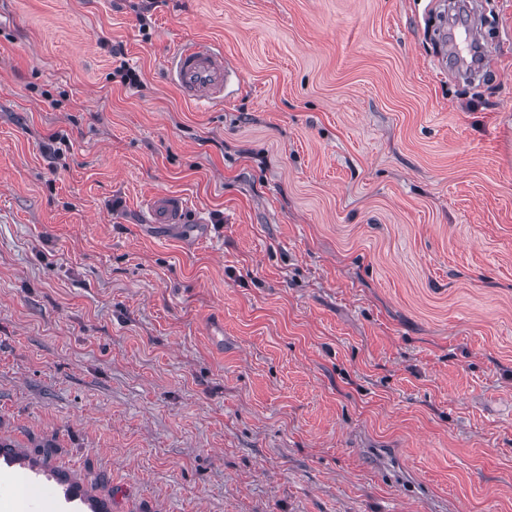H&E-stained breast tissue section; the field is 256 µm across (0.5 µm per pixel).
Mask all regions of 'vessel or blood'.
<instances>
[{
    "mask_svg": "<svg viewBox=\"0 0 512 512\" xmlns=\"http://www.w3.org/2000/svg\"><path fill=\"white\" fill-rule=\"evenodd\" d=\"M234 71L224 60L222 50L207 41H194L171 53L168 76L182 97L197 106L223 102ZM149 223L180 234L186 222L201 223L202 218L186 197L158 194L144 202Z\"/></svg>",
    "mask_w": 512,
    "mask_h": 512,
    "instance_id": "obj_1",
    "label": "vessel or blood"
}]
</instances>
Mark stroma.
<instances>
[{
    "mask_svg": "<svg viewBox=\"0 0 512 512\" xmlns=\"http://www.w3.org/2000/svg\"><path fill=\"white\" fill-rule=\"evenodd\" d=\"M140 2L0 0V489L512 512V0L473 83L448 0ZM197 39L238 70L206 110ZM164 193L207 223L141 224ZM168 76L182 97L197 106L224 102L234 70L224 61V52L207 41H194L175 48Z\"/></svg>",
    "mask_w": 512,
    "mask_h": 512,
    "instance_id": "obj_1",
    "label": "stroma"
}]
</instances>
